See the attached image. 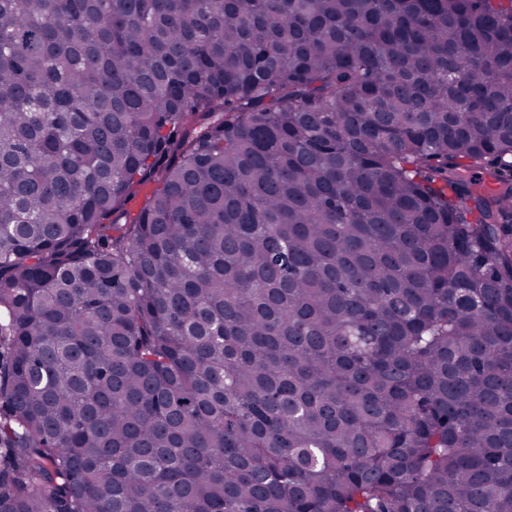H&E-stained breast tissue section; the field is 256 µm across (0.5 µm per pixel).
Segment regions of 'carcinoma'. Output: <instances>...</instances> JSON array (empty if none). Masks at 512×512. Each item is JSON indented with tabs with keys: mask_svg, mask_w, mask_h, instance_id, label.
<instances>
[{
	"mask_svg": "<svg viewBox=\"0 0 512 512\" xmlns=\"http://www.w3.org/2000/svg\"><path fill=\"white\" fill-rule=\"evenodd\" d=\"M0 512H512V0H0Z\"/></svg>",
	"mask_w": 512,
	"mask_h": 512,
	"instance_id": "cac0c4a2",
	"label": "carcinoma"
}]
</instances>
